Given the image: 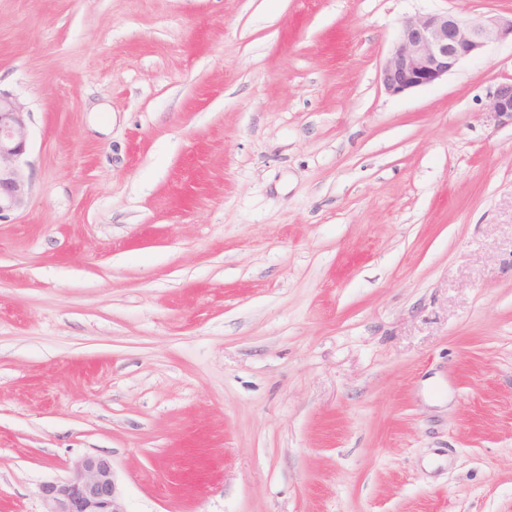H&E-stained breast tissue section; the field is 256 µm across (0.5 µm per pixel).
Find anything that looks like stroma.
Instances as JSON below:
<instances>
[{"mask_svg": "<svg viewBox=\"0 0 512 512\" xmlns=\"http://www.w3.org/2000/svg\"><path fill=\"white\" fill-rule=\"evenodd\" d=\"M447 10L512 0H0V512H512V42L378 78ZM488 112L498 124H512V80L497 86ZM29 116L20 100L0 93V220L23 209L30 193L24 171ZM38 494L44 512H127L111 460L96 454L79 457L67 477L43 482Z\"/></svg>", "mask_w": 512, "mask_h": 512, "instance_id": "stroma-1", "label": "stroma"}]
</instances>
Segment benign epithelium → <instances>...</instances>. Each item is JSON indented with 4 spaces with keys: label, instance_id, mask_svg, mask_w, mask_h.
I'll list each match as a JSON object with an SVG mask.
<instances>
[{
    "label": "benign epithelium",
    "instance_id": "1",
    "mask_svg": "<svg viewBox=\"0 0 512 512\" xmlns=\"http://www.w3.org/2000/svg\"><path fill=\"white\" fill-rule=\"evenodd\" d=\"M512 39V16L466 19L451 12L408 17L380 68L386 92L401 95L432 86L462 61L492 44ZM499 124H512V82L497 86L489 106ZM30 112L16 98L0 94V220L24 208L30 181L24 171ZM45 512H127L112 461L96 454L79 457L69 475L40 484Z\"/></svg>",
    "mask_w": 512,
    "mask_h": 512
}]
</instances>
